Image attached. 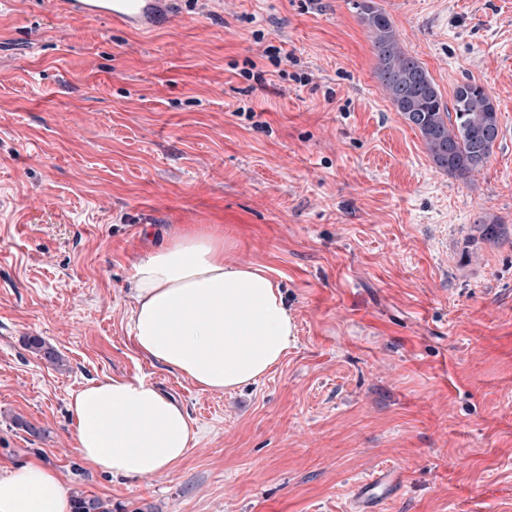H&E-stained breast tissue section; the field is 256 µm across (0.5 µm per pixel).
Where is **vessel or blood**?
<instances>
[{
  "mask_svg": "<svg viewBox=\"0 0 512 512\" xmlns=\"http://www.w3.org/2000/svg\"><path fill=\"white\" fill-rule=\"evenodd\" d=\"M176 0H59L63 15L74 19L103 18L126 29L151 34L174 17ZM396 480L392 470L370 473L356 485L353 512H375Z\"/></svg>",
  "mask_w": 512,
  "mask_h": 512,
  "instance_id": "b4317fda",
  "label": "vessel or blood"
}]
</instances>
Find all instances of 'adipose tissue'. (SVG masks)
Listing matches in <instances>:
<instances>
[{"mask_svg":"<svg viewBox=\"0 0 512 512\" xmlns=\"http://www.w3.org/2000/svg\"><path fill=\"white\" fill-rule=\"evenodd\" d=\"M129 333L137 352L209 393L259 382L287 355L296 325L280 284L224 261L207 224L172 229L132 272ZM72 435L92 469L136 478L182 461L197 433L186 410L141 378L104 376L71 395ZM62 475L41 461L0 467V512H72Z\"/></svg>","mask_w":512,"mask_h":512,"instance_id":"1","label":"adipose tissue"}]
</instances>
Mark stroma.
I'll return each instance as SVG.
<instances>
[{
  "label": "stroma",
  "mask_w": 512,
  "mask_h": 512,
  "mask_svg": "<svg viewBox=\"0 0 512 512\" xmlns=\"http://www.w3.org/2000/svg\"><path fill=\"white\" fill-rule=\"evenodd\" d=\"M373 2L444 99H493L473 176L395 111L353 0H177L150 36L0 0V464L112 512H349L378 467L384 512H512V0ZM179 224L281 284L296 343L259 383L207 393L136 352L133 265ZM112 375L187 411L165 474L80 459L69 397Z\"/></svg>",
  "instance_id": "1"
}]
</instances>
